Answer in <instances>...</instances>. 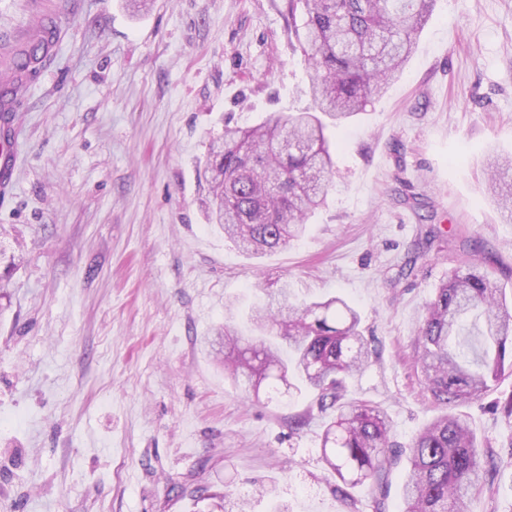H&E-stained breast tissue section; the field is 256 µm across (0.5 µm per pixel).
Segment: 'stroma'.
Returning a JSON list of instances; mask_svg holds the SVG:
<instances>
[{
    "mask_svg": "<svg viewBox=\"0 0 512 512\" xmlns=\"http://www.w3.org/2000/svg\"><path fill=\"white\" fill-rule=\"evenodd\" d=\"M0 0V37L55 11L64 37L21 112L0 244L23 259L0 299V512H207L178 496L197 473L247 512L356 510L332 490L324 417L291 419L306 392L256 400L207 343L224 307L261 289L340 295L374 351L346 399L379 404L408 445L441 409L413 355L424 305L465 253L489 259L512 300V220L487 192L489 154L512 155V0H436L402 76L336 131V188L300 240L250 258L210 225L204 160L225 124L300 105L308 81L287 0ZM427 195L448 248L401 269ZM459 414L488 446L512 443L491 406ZM466 512H512V467Z\"/></svg>",
    "mask_w": 512,
    "mask_h": 512,
    "instance_id": "stroma-1",
    "label": "stroma"
}]
</instances>
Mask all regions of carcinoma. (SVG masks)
I'll use <instances>...</instances> for the list:
<instances>
[{
	"label": "carcinoma",
	"mask_w": 512,
	"mask_h": 512,
	"mask_svg": "<svg viewBox=\"0 0 512 512\" xmlns=\"http://www.w3.org/2000/svg\"><path fill=\"white\" fill-rule=\"evenodd\" d=\"M435 2L288 0V17H304L293 33L309 74L301 94L310 106L249 127L224 124L205 162L208 221L240 252L265 255L305 233L309 217L333 189L329 130L366 111L400 76ZM491 169L490 188L512 214V183L503 181L512 159L497 157ZM445 241L439 227L428 228L410 263ZM235 316L228 306L224 373L235 382L246 379L249 398H260L263 388L276 393L279 383H299L315 393L318 408L331 411L323 430L324 460L336 476L335 492L350 507L356 502L347 489L367 485L372 512H386L391 472L405 457L403 512H465V498L480 489L482 458L493 457V450L455 409L512 376V306L491 271L466 260L425 303L414 363L426 398L444 413L406 448L391 440L380 406L345 401L347 379L371 362L360 315L345 299L293 303L284 289L250 308V337L237 329ZM177 489L182 496L209 497L211 512H224V497L206 495L205 487Z\"/></svg>",
	"instance_id": "carcinoma-1"
}]
</instances>
